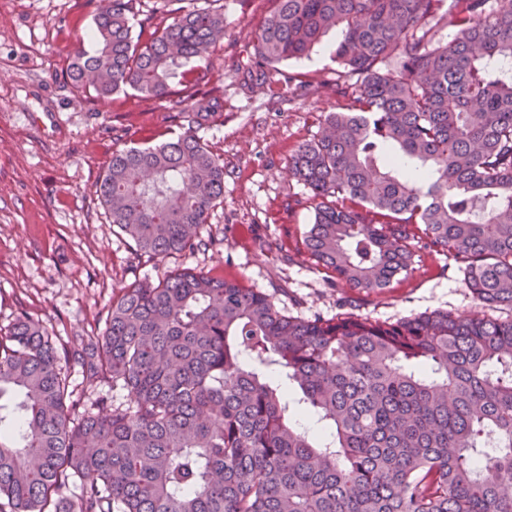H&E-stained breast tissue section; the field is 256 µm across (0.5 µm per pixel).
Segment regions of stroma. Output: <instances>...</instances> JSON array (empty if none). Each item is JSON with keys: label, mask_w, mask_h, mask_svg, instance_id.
Here are the masks:
<instances>
[{"label": "stroma", "mask_w": 512, "mask_h": 512, "mask_svg": "<svg viewBox=\"0 0 512 512\" xmlns=\"http://www.w3.org/2000/svg\"><path fill=\"white\" fill-rule=\"evenodd\" d=\"M218 5L226 28L205 82L220 94L223 115L196 130L224 165V201L207 226L215 243L148 263L108 223L96 185L113 152L161 144L185 123L167 102L131 89L101 100L73 86L66 46L74 16L91 27L92 0H19L0 28V330L25 312L66 341L101 335L120 288L184 268L271 294L303 318L384 321L434 310L511 318V309L480 307L464 284L461 260L422 243L412 248L410 270L378 292L342 287L310 256L304 241L314 206L288 162L339 102L321 88L294 93L282 76L335 77L341 32L329 31L307 57L263 77L252 36L270 0Z\"/></svg>", "instance_id": "1"}]
</instances>
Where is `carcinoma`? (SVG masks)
Here are the masks:
<instances>
[{
    "label": "carcinoma",
    "mask_w": 512,
    "mask_h": 512,
    "mask_svg": "<svg viewBox=\"0 0 512 512\" xmlns=\"http://www.w3.org/2000/svg\"><path fill=\"white\" fill-rule=\"evenodd\" d=\"M133 2L98 0L92 30L74 26L68 76L99 98L167 101L224 39V10L147 14L136 38ZM275 2L254 34L262 68L343 32L336 78L284 77L345 100L291 159L315 202L310 255L379 291L410 269L421 224L463 257L479 304L512 309V0ZM391 57L398 70H382ZM202 79L171 104L186 131L112 153L97 184L139 259L212 243L224 165L195 128L220 97ZM72 368L129 401L84 404ZM70 480L80 498L65 506ZM0 512H512V320L305 319L190 268L120 289L87 342L23 312L0 333Z\"/></svg>",
    "instance_id": "cac0c4a2"
}]
</instances>
